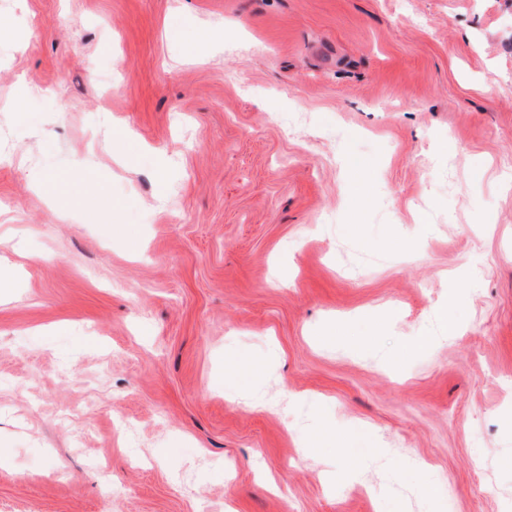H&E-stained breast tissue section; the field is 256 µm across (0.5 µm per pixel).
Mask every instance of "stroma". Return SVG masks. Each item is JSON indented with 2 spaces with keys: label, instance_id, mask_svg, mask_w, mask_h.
<instances>
[{
  "label": "stroma",
  "instance_id": "stroma-1",
  "mask_svg": "<svg viewBox=\"0 0 512 512\" xmlns=\"http://www.w3.org/2000/svg\"><path fill=\"white\" fill-rule=\"evenodd\" d=\"M0 18V512H512V0Z\"/></svg>",
  "mask_w": 512,
  "mask_h": 512
}]
</instances>
